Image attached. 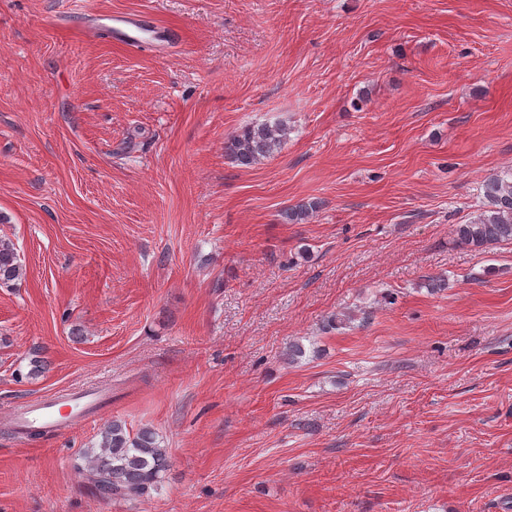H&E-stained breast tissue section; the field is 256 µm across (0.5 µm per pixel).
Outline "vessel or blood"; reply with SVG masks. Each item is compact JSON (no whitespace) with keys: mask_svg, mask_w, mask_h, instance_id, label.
Instances as JSON below:
<instances>
[{"mask_svg":"<svg viewBox=\"0 0 512 512\" xmlns=\"http://www.w3.org/2000/svg\"><path fill=\"white\" fill-rule=\"evenodd\" d=\"M112 21L114 39L130 47L138 46L145 39L149 40L150 44L159 45L172 43L177 38L175 31L153 25L144 15H116ZM93 407V402L87 401L81 393L42 398L19 407L15 415V424L23 430H64Z\"/></svg>","mask_w":512,"mask_h":512,"instance_id":"b4317fda","label":"vessel or blood"}]
</instances>
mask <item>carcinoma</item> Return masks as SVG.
<instances>
[{"label":"carcinoma","mask_w":512,"mask_h":512,"mask_svg":"<svg viewBox=\"0 0 512 512\" xmlns=\"http://www.w3.org/2000/svg\"><path fill=\"white\" fill-rule=\"evenodd\" d=\"M286 128L260 124L245 127L224 143V153L241 167H250L272 156L286 138ZM319 209L316 203L297 204L283 212V218L299 224ZM458 242L481 251L492 245L512 243V170L489 177L483 184L481 212L469 223L455 229ZM24 276L16 248L0 240V284L12 285ZM168 449L157 434L142 428L132 434L124 423L113 420L104 425L100 439L83 449L74 467L86 483L94 477L104 484L94 485L104 499L148 498L161 486L169 468Z\"/></svg>","instance_id":"cac0c4a2"}]
</instances>
